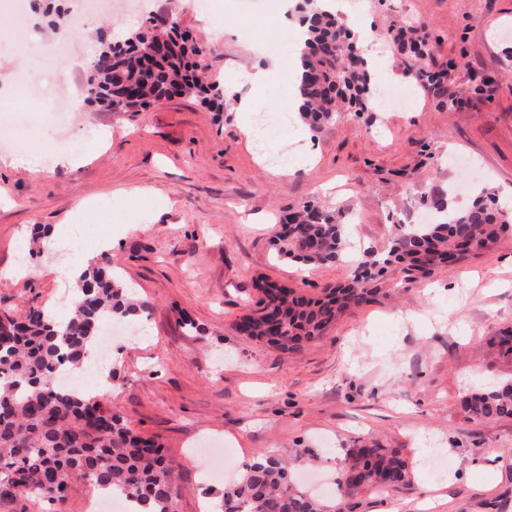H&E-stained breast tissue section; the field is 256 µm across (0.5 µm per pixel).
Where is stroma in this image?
Here are the masks:
<instances>
[{"label": "stroma", "mask_w": 512, "mask_h": 512, "mask_svg": "<svg viewBox=\"0 0 512 512\" xmlns=\"http://www.w3.org/2000/svg\"><path fill=\"white\" fill-rule=\"evenodd\" d=\"M162 0L125 5L91 17L77 36V62L90 66L101 39L121 40L164 13ZM373 32L380 66L374 86L396 84L404 110L352 113L321 133L291 126L247 141L238 101L255 111L281 102L271 88L231 87L240 70L276 61L280 81L295 85L296 54L274 51L294 35L281 0H255L240 12L232 0L172 11L180 31L209 45L208 75L224 103L217 112L175 95L143 112L73 110L67 127L37 121L38 102L14 90L18 73H38L48 90L57 74L38 72V58L9 50L10 17L0 9V313L30 306L70 312L62 275L75 258L112 256L121 281L147 302L130 318L138 336L113 339L119 360L101 401L140 435L154 438L179 467L178 512H208L228 475L256 459L310 450L317 473L332 480L348 449L377 442L400 451L409 480L386 493L362 492L353 512L384 502L394 512H512V418L469 419L462 397L486 381H512V358L489 339L512 329V231L481 255L430 280L387 266L380 294L346 310L324 334L288 355L237 334L232 325L259 297L265 279L317 295L344 281L348 259L299 268L279 256V218L315 203L356 218L361 250L380 251L404 205L421 209L430 189L447 190L450 208L475 194H495L512 209V0H356ZM226 29L213 43L204 24ZM421 25L435 61L462 59L448 88L469 92V71L494 72L491 94L471 95L448 111L414 76L389 29L397 19ZM81 144L71 165L29 171L17 165L13 140L35 159L60 139ZM287 153L288 176L272 158ZM71 248L42 249L33 225ZM193 320L196 330L184 327ZM448 461L436 480L427 458Z\"/></svg>", "instance_id": "1"}]
</instances>
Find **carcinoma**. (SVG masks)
<instances>
[{
    "label": "carcinoma",
    "instance_id": "carcinoma-1",
    "mask_svg": "<svg viewBox=\"0 0 512 512\" xmlns=\"http://www.w3.org/2000/svg\"><path fill=\"white\" fill-rule=\"evenodd\" d=\"M306 38L301 50L298 84L299 115L318 133L342 117L344 107L371 110L378 94L358 74L336 14L296 6ZM177 23L163 21L161 36L175 47L169 55L150 61L140 33L123 42L101 39L102 52L84 80L85 101L123 112H140L172 93L208 94L214 85L202 81L190 57L201 48L177 41ZM390 37L397 51L428 63L416 77L438 97L437 105L454 109L460 98L448 94L444 77L463 62L450 59L438 66L431 60L427 37L399 23ZM422 201L442 215L434 224H397L382 253L365 255L347 279L322 296L308 297L296 289L262 281L258 309L239 317L232 328L283 353L296 351L323 334L326 327L352 306L366 304L380 292L375 268L397 263L410 276L428 277L448 265L488 250L512 226V211L498 207L489 195H478L461 211L449 209L447 192L436 190ZM281 223L292 232L279 236V253L304 264L334 263L349 242L336 215L313 204L285 214ZM107 255L82 272L71 317L57 322L44 307H32L21 319L0 316V500L35 498L48 512H61L71 478L80 477L102 490L120 491L148 506L144 512H177L180 489L177 464L152 439L132 431L104 408L98 396L65 390L55 381L58 368H80L99 349L103 325L134 316L146 304L131 299L123 283L108 272ZM462 404L470 418L489 423L512 418V382L469 391ZM408 465L399 452L387 448L348 450L328 497L297 487L288 458L266 457L249 464L224 489L214 512H347L363 490L383 491L408 480Z\"/></svg>",
    "mask_w": 512,
    "mask_h": 512
}]
</instances>
